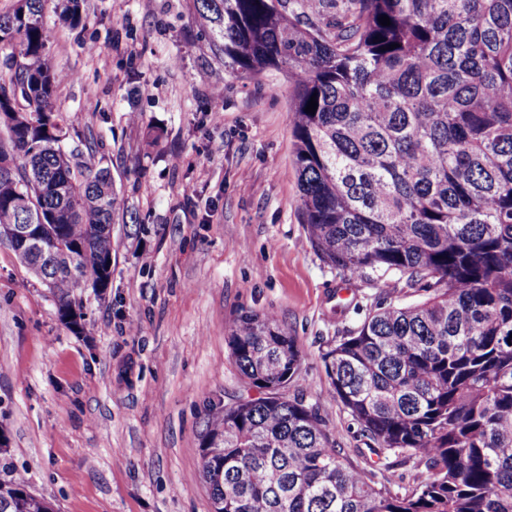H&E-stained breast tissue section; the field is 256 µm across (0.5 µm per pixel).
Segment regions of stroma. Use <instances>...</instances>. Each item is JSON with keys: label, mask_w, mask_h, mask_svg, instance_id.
Wrapping results in <instances>:
<instances>
[{"label": "stroma", "mask_w": 512, "mask_h": 512, "mask_svg": "<svg viewBox=\"0 0 512 512\" xmlns=\"http://www.w3.org/2000/svg\"><path fill=\"white\" fill-rule=\"evenodd\" d=\"M53 0L58 111L112 172V286L80 289L96 331L61 323L52 295L0 244V430L8 458L56 512H210L198 477L212 410L258 397L230 355L241 316L274 315L303 359V393L347 458L393 490L423 467L376 460L331 395L323 353L379 304L421 293L354 277L311 245L298 210L285 72L225 69L193 0Z\"/></svg>", "instance_id": "obj_1"}]
</instances>
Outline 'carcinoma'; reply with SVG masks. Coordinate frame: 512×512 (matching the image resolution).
I'll list each match as a JSON object with an SVG mask.
<instances>
[{"instance_id": "carcinoma-1", "label": "carcinoma", "mask_w": 512, "mask_h": 512, "mask_svg": "<svg viewBox=\"0 0 512 512\" xmlns=\"http://www.w3.org/2000/svg\"><path fill=\"white\" fill-rule=\"evenodd\" d=\"M232 72L288 74L300 214L355 277L426 293L378 307L323 354L332 397L373 442L425 467L404 492L347 461L303 395L302 355L271 315L240 318L231 356L264 397L208 415L213 512H512V0H194ZM45 0L0 12V230L32 198L69 252L21 260L60 321L89 333L82 286L112 278L110 170L67 147ZM80 0L60 20L81 21ZM389 17L383 26L379 18ZM396 48L391 49L389 45ZM316 112H306L311 96ZM0 512H51L0 458Z\"/></svg>"}]
</instances>
